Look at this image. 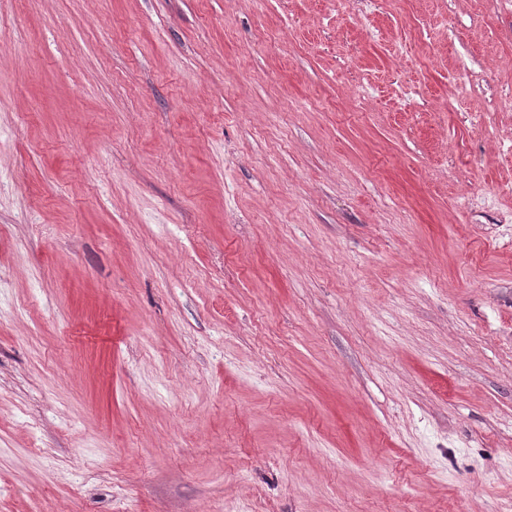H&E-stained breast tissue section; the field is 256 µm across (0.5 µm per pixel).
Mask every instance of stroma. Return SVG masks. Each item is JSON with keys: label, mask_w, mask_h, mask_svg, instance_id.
<instances>
[{"label": "stroma", "mask_w": 512, "mask_h": 512, "mask_svg": "<svg viewBox=\"0 0 512 512\" xmlns=\"http://www.w3.org/2000/svg\"><path fill=\"white\" fill-rule=\"evenodd\" d=\"M0 512H512V0H0Z\"/></svg>", "instance_id": "obj_1"}]
</instances>
